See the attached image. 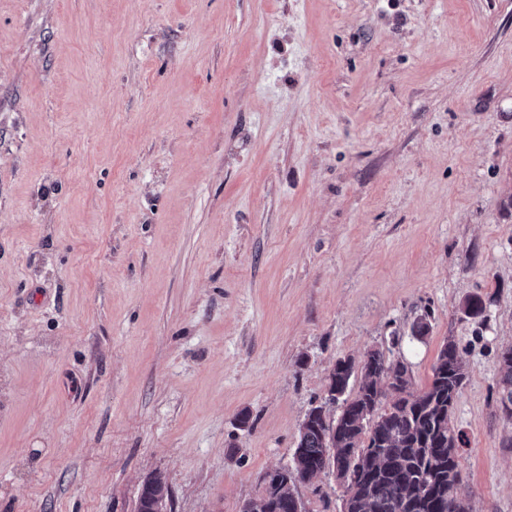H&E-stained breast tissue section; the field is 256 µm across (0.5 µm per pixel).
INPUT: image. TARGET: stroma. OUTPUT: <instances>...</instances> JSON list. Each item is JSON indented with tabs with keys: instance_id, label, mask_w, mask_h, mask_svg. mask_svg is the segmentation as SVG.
<instances>
[{
	"instance_id": "stroma-1",
	"label": "stroma",
	"mask_w": 512,
	"mask_h": 512,
	"mask_svg": "<svg viewBox=\"0 0 512 512\" xmlns=\"http://www.w3.org/2000/svg\"><path fill=\"white\" fill-rule=\"evenodd\" d=\"M451 336L512 512V0H0V512H241L337 359ZM500 365V404L507 420H512V347L503 349L499 355ZM506 411L510 414L506 416Z\"/></svg>"
}]
</instances>
